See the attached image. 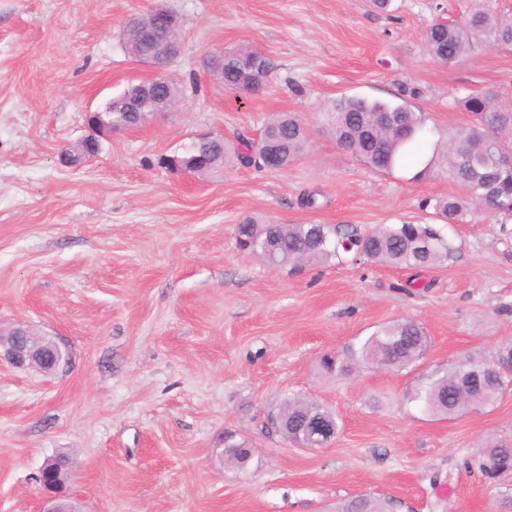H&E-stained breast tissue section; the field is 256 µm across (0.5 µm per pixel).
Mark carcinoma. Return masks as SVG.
<instances>
[{"mask_svg": "<svg viewBox=\"0 0 512 512\" xmlns=\"http://www.w3.org/2000/svg\"><path fill=\"white\" fill-rule=\"evenodd\" d=\"M512 43V17L496 16L486 0H476L465 24L446 21L432 23L425 32L424 44L435 60L447 63L468 54L474 41ZM207 66L218 74L224 90L239 93L259 77L264 82L271 64L261 53L241 48L211 59ZM463 105L474 117V124L445 144H435L426 157L428 136L425 118L404 104L369 100L360 96L340 97L325 108V129L345 152L375 172H389L402 164L419 167L420 176L437 165L465 190L462 197L435 200V214L446 224H461L476 209L512 215V104L496 90L487 89L467 95ZM308 140L302 120L293 113H280L268 121L256 141L241 139L234 147L219 137L207 142L192 141L182 152L163 158L171 170L205 173L224 165L226 158L247 167L264 168L263 150L278 146L283 168H288L304 153ZM239 248L253 254L273 253L284 270L304 264L328 263L352 257L354 262H385L396 267L420 269L447 260L455 252L448 237L434 224L384 225L367 233L339 224H262L245 218L237 228ZM426 346L423 327L410 319L393 320L359 346L347 351L325 354L319 360L323 374L346 378L360 369L379 366L386 361L392 369H403L416 362ZM478 368L479 380L468 383L456 378L462 368ZM498 364L483 357L469 356L434 378L415 394L424 410L435 416H453L474 406L492 403L506 385L497 380ZM280 431L285 438L312 448L327 445L332 437L307 435V421L327 419L339 424L337 413L326 405L304 398H290L276 411ZM498 452L485 457L479 469L486 482L512 470V437L495 436L485 443ZM336 512H388L386 503L357 496L342 502Z\"/></svg>", "mask_w": 512, "mask_h": 512, "instance_id": "obj_1", "label": "carcinoma"}]
</instances>
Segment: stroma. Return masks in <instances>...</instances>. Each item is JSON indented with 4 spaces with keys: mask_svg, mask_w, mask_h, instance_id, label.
I'll list each match as a JSON object with an SVG mask.
<instances>
[{
    "mask_svg": "<svg viewBox=\"0 0 512 512\" xmlns=\"http://www.w3.org/2000/svg\"><path fill=\"white\" fill-rule=\"evenodd\" d=\"M474 0H0V322H26L69 354L55 374L0 363V512H37L49 457L73 462L64 486L83 512H333L359 495L390 512H498L512 474L485 484L472 459L512 434V385L444 418L414 392L467 356L512 345V218L478 212L444 226L456 251L429 269L330 262L291 273L240 250L239 222L435 223L427 200L463 196L442 170L374 172L321 124L342 96L423 113L431 142L466 130L468 93L512 98V45L476 41L452 65L424 34L463 22ZM163 7L181 23L170 112L105 132L78 167L63 149L153 67L123 48L128 18ZM247 45L273 71L233 94L206 71ZM417 89L405 99L402 88ZM280 112L308 130L288 169L229 162L172 172L161 156L197 134L257 139ZM317 194L306 207L303 193ZM428 336L423 357L346 380L321 374L336 352L388 321ZM333 408L325 447L302 449L266 425L286 399ZM252 448L248 471L219 462L225 432Z\"/></svg>",
    "mask_w": 512,
    "mask_h": 512,
    "instance_id": "obj_1",
    "label": "stroma"
}]
</instances>
